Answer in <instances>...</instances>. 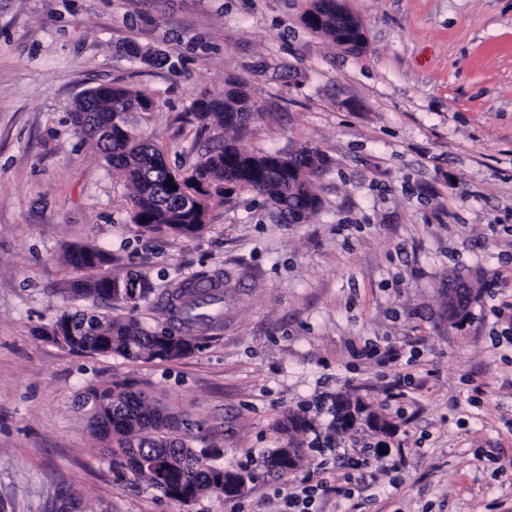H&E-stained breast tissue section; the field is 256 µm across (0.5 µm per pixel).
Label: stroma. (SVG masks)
Returning a JSON list of instances; mask_svg holds the SVG:
<instances>
[{
  "mask_svg": "<svg viewBox=\"0 0 512 512\" xmlns=\"http://www.w3.org/2000/svg\"><path fill=\"white\" fill-rule=\"evenodd\" d=\"M351 52L309 31V0H0V512H283L260 466L273 425L360 399L390 421L332 431L375 455L373 496L328 492L318 512H512V0H343ZM263 116L249 152L319 149L321 211L287 224L228 188L193 238L141 234L131 190L71 121L101 84L156 101L138 134L184 170L221 144L192 114L225 76ZM93 244L157 292L224 279L223 323L176 362L133 363L37 336L71 299L66 247ZM472 289L448 317V288ZM121 383L193 424L195 448L256 473L234 499L185 505L123 481L82 397ZM402 458L399 471L388 464Z\"/></svg>",
  "mask_w": 512,
  "mask_h": 512,
  "instance_id": "stroma-1",
  "label": "stroma"
}]
</instances>
